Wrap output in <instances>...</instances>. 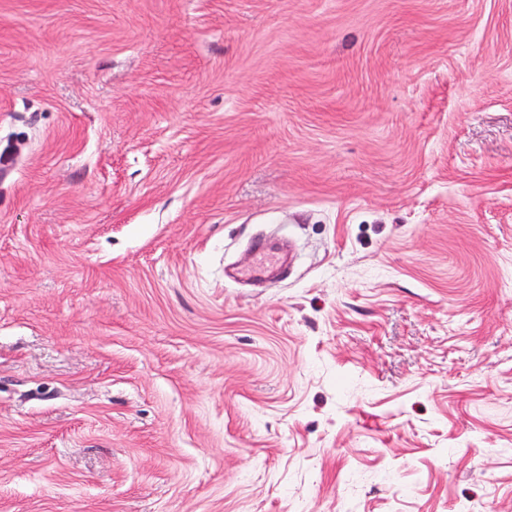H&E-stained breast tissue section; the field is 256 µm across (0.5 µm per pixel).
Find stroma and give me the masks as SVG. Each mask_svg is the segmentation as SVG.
<instances>
[{
    "instance_id": "stroma-1",
    "label": "stroma",
    "mask_w": 512,
    "mask_h": 512,
    "mask_svg": "<svg viewBox=\"0 0 512 512\" xmlns=\"http://www.w3.org/2000/svg\"><path fill=\"white\" fill-rule=\"evenodd\" d=\"M1 151L0 512H512V0H0ZM252 259L237 270V278L243 281L261 278L282 265L283 259L278 252L265 244H255L251 251Z\"/></svg>"
}]
</instances>
